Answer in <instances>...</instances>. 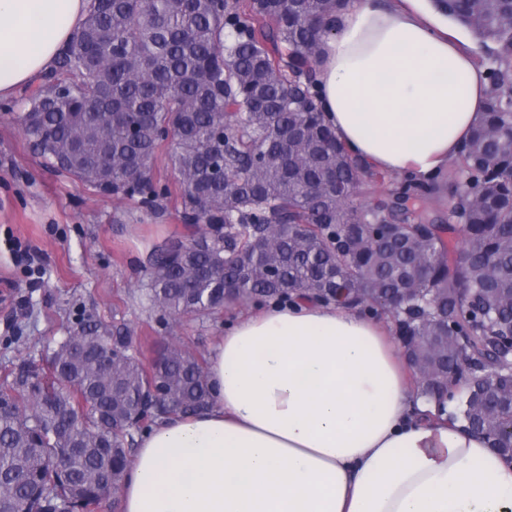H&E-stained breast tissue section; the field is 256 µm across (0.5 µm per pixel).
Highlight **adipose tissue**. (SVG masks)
I'll return each mask as SVG.
<instances>
[{
    "instance_id": "adipose-tissue-1",
    "label": "adipose tissue",
    "mask_w": 512,
    "mask_h": 512,
    "mask_svg": "<svg viewBox=\"0 0 512 512\" xmlns=\"http://www.w3.org/2000/svg\"><path fill=\"white\" fill-rule=\"evenodd\" d=\"M86 8L0 0V99ZM317 87L352 156L431 182L483 122L489 78L431 0H348ZM208 370V411L137 438L120 512H512V462L435 416L384 320L297 296L238 317Z\"/></svg>"
}]
</instances>
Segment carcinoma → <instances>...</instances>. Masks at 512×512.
Wrapping results in <instances>:
<instances>
[{
	"instance_id": "carcinoma-1",
	"label": "carcinoma",
	"mask_w": 512,
	"mask_h": 512,
	"mask_svg": "<svg viewBox=\"0 0 512 512\" xmlns=\"http://www.w3.org/2000/svg\"><path fill=\"white\" fill-rule=\"evenodd\" d=\"M347 0H89L85 21L17 116L33 151L93 191L155 210L173 135L182 221L148 259L145 297L178 319L292 294L389 319L436 414L512 448L495 339L512 325V0H436L489 48L486 117L439 187L384 176L325 123L314 69ZM444 189L446 223L417 204ZM462 233L464 246L453 239ZM126 327L83 322L50 376L0 383V512H87L122 486L134 432L213 401L179 343L144 362ZM109 355L101 367L98 355Z\"/></svg>"
}]
</instances>
